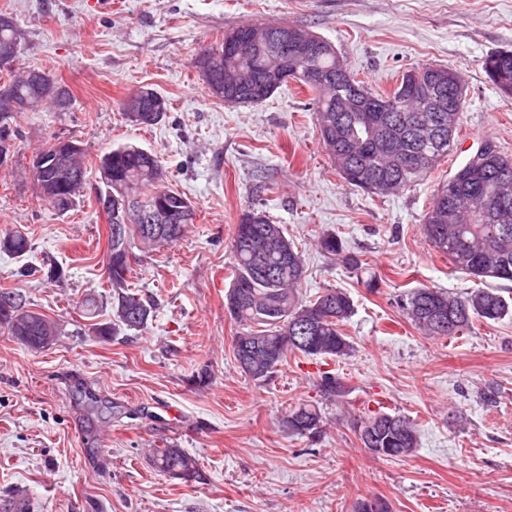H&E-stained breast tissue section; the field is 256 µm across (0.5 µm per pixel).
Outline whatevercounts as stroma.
<instances>
[{"instance_id":"1","label":"stroma","mask_w":512,"mask_h":512,"mask_svg":"<svg viewBox=\"0 0 512 512\" xmlns=\"http://www.w3.org/2000/svg\"><path fill=\"white\" fill-rule=\"evenodd\" d=\"M25 32L15 67L48 71L66 86L67 109L13 120L17 152L0 170V231L25 232L31 250L0 251V289L26 295L56 321L53 346L33 350L0 332V506L28 496L34 512H356L382 498L390 512H512V318L475 322L465 335L429 338L399 299L429 287H476L426 241L423 216L439 184L481 144L512 156V99L481 63L512 49V0H0ZM245 23L290 24L330 41L354 76L391 91L407 70L438 64L461 74L465 108L448 158L389 196L347 185L316 124L312 94L288 82L257 104L212 96L194 65L200 47ZM148 86L168 101L163 120L136 125L120 102ZM73 139L88 160L113 145L151 151L166 183L198 217L172 246L141 251L128 276L153 299L147 326L103 339L81 304L99 300L112 320L108 222L89 180L74 209L41 205L17 177L47 141ZM257 209L302 252L300 293L339 288L353 300L340 359L289 356L263 383L239 369L241 326L224 308L234 228ZM342 240L361 266L324 254ZM62 270L48 279L51 267ZM208 370L206 385L193 374ZM344 393L325 399L324 374ZM108 400V422L87 413L82 391ZM492 400H484V392ZM315 403L320 439L289 435L288 409ZM412 420V456L380 458L341 409ZM174 444L196 458L200 479L158 472L148 451ZM319 247L325 253L332 256H341L342 261L351 268H358L361 263L355 256H342L343 245L336 233H326L319 240Z\"/></svg>"}]
</instances>
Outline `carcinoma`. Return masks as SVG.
Listing matches in <instances>:
<instances>
[{"label": "carcinoma", "instance_id": "cac0c4a2", "mask_svg": "<svg viewBox=\"0 0 512 512\" xmlns=\"http://www.w3.org/2000/svg\"><path fill=\"white\" fill-rule=\"evenodd\" d=\"M259 30L275 34L277 26L248 23L230 29L224 38H251ZM24 31L17 21L0 15V52L10 49L19 53ZM207 69L219 75L230 69L244 73L242 84L224 97L236 103H258L273 94L261 90L262 74L267 67L286 72L283 83L293 79L313 93L316 122L323 145L330 148L336 171L349 185L372 194H393L411 180L432 172L448 156L453 141L448 128L441 127L438 112H413L408 96L412 75L431 70L425 66L402 76L390 93L370 91L357 79L351 81L343 72L335 47L323 41L314 56L302 64L285 62L273 50L261 49L246 60L226 51L225 44L208 47ZM482 69L488 81L505 97L512 99V49L487 55ZM312 70L324 76L320 82L307 80ZM444 87L450 103L465 106L464 84L457 72ZM19 105L21 112L41 110V85L26 80L24 72L14 73L3 83ZM378 99L384 103L382 126L368 147L358 150V141L367 136L358 104ZM15 114L0 112V150L13 141L11 119ZM40 162H30L34 184L50 182L56 194L40 198L44 204L64 213L71 210L88 180L85 153L75 158L73 166L61 170L47 160L48 146L32 152ZM457 179L438 188L423 218L425 239L438 252L448 256L455 269L484 283L486 279L512 282V157L495 149L487 157L482 176L473 179L457 168ZM166 171L153 153L126 143L105 153L97 164L98 200L107 195L130 198L128 221L120 223L119 235H108V281L111 287L112 322L91 324L96 336L116 337L126 330H137L153 318L152 300L132 291L128 281L131 263L123 262L127 254L141 243L155 250L179 241L188 225L196 222L197 210L179 191L165 184ZM163 211L177 222L178 237L160 243L143 234L142 225ZM251 224L239 222L233 236L234 270L230 286L237 287L240 300L235 307L224 302L230 317L249 327L234 338V355L250 346L251 366L241 371L252 381H267L290 355L307 358H341L351 344L341 326L353 313L350 297L334 288H326L311 299L300 296L304 277L302 254L288 240L281 225L270 236L267 228L273 221L258 210ZM325 253L342 257L352 267L360 266L354 256H344L340 238L327 233L319 240ZM0 250L22 257L30 251V240L20 230L0 234ZM407 319L426 336L452 337L473 328L476 321L498 322L512 317V298L506 299L498 288H474L459 295L433 288H416L401 299ZM311 327L306 341H295L294 332ZM0 330L27 347L39 350L56 342L60 329L56 321L33 310L18 291L0 289ZM288 433L317 439L325 432V422L318 406L302 402L288 411ZM363 446L384 458H405L417 448V428L407 417L378 413L354 422ZM153 465L171 478L189 482L200 477L197 461L176 445L156 448Z\"/></svg>", "mask_w": 512, "mask_h": 512}]
</instances>
